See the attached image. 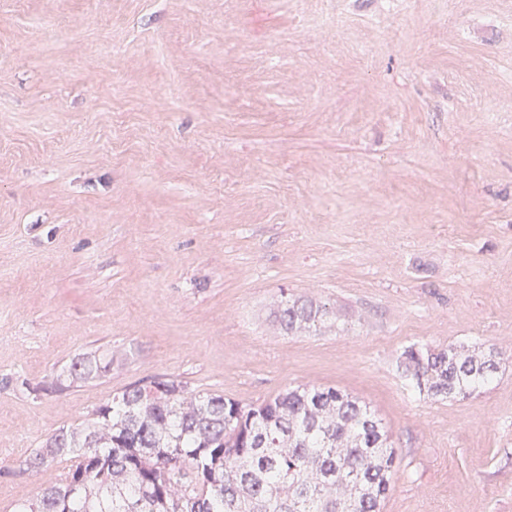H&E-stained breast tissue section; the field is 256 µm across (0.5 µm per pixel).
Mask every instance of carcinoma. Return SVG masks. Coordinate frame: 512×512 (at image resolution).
<instances>
[{
    "mask_svg": "<svg viewBox=\"0 0 512 512\" xmlns=\"http://www.w3.org/2000/svg\"><path fill=\"white\" fill-rule=\"evenodd\" d=\"M278 314L292 332L326 310L287 299ZM496 356L410 347L403 364L419 390L456 399L493 380ZM60 461L58 478L14 512H380L396 452L375 412L334 387L243 404L155 378L49 434L24 471Z\"/></svg>",
    "mask_w": 512,
    "mask_h": 512,
    "instance_id": "cac0c4a2",
    "label": "carcinoma"
}]
</instances>
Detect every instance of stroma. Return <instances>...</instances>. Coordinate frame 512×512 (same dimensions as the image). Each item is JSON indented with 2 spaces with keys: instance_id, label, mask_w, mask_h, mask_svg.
<instances>
[{
  "instance_id": "1",
  "label": "stroma",
  "mask_w": 512,
  "mask_h": 512,
  "mask_svg": "<svg viewBox=\"0 0 512 512\" xmlns=\"http://www.w3.org/2000/svg\"><path fill=\"white\" fill-rule=\"evenodd\" d=\"M289 297L330 314L288 334ZM459 344L489 385L406 376ZM157 377L346 391L396 450L381 512H512V0H0V512ZM498 352L470 351L461 346L438 350L410 347L403 353L408 377L431 398L465 397L488 385L499 368Z\"/></svg>"
}]
</instances>
